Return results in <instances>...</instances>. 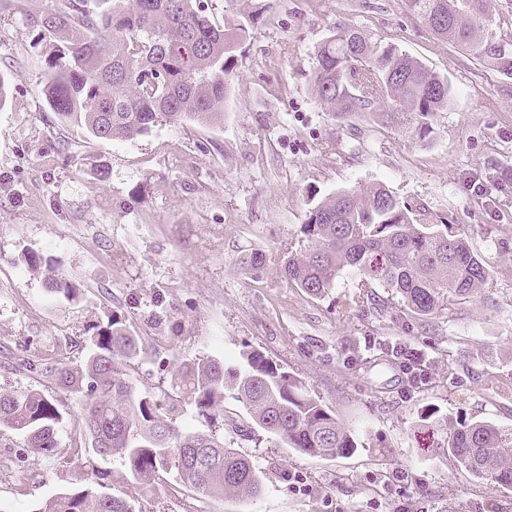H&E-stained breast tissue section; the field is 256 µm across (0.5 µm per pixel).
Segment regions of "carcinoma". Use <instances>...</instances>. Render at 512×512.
Listing matches in <instances>:
<instances>
[{
    "label": "carcinoma",
    "instance_id": "1",
    "mask_svg": "<svg viewBox=\"0 0 512 512\" xmlns=\"http://www.w3.org/2000/svg\"><path fill=\"white\" fill-rule=\"evenodd\" d=\"M60 0L32 16L48 46L42 80L45 101L61 123L90 135L119 140L143 135L156 123L213 124L224 118L235 52L260 11L240 14L232 27L216 24L197 0ZM489 0H406L424 21L446 24L432 32L478 61L512 76V39L489 38L484 28ZM316 94L341 121L375 115L427 145L434 118L453 103L448 79L392 44L372 46L356 30L326 37L316 50ZM497 188L512 187V168L489 172ZM298 247L281 259L288 282L312 297L334 287L345 270L360 288L379 284L397 297L403 312L425 320L474 297L490 271L453 224H431L382 185L340 190L311 200ZM31 268L47 292L70 297L79 285L50 259L31 255ZM87 355L78 366H44L62 387L80 396L92 452L124 462L126 481L152 488L174 470L180 481L205 496H259L264 475L251 460L224 444V395H234L250 429L259 428L283 447L311 457L338 458L358 448L356 434L304 383L261 352L247 350L242 363L227 366L199 356L181 368L180 381L162 395L136 391L127 367L143 354L140 338L114 312L89 327ZM193 406L205 428L180 425L179 403ZM63 414L55 400L29 389L0 390V428L22 437L24 446L49 455L57 448ZM440 448L474 478L512 486V429L483 420L448 416ZM107 473L94 471L57 494L42 512H129L120 494L102 490Z\"/></svg>",
    "mask_w": 512,
    "mask_h": 512
}]
</instances>
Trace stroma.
<instances>
[{
    "label": "stroma",
    "instance_id": "obj_1",
    "mask_svg": "<svg viewBox=\"0 0 512 512\" xmlns=\"http://www.w3.org/2000/svg\"><path fill=\"white\" fill-rule=\"evenodd\" d=\"M31 3L0 0V388L55 399L64 420L47 456L0 429V454L18 464L0 483V506L36 512L90 463L122 472L119 458H91L78 398L14 364H81L89 326L116 312L144 349L130 370L137 390L169 389L177 366L199 355L235 365L255 349L361 443L322 459L228 428L227 446L265 474L257 498L203 497L170 475L146 491L126 486L132 512H512V487L474 479L420 420L433 410L512 428V189L472 188L512 167V78L438 39L405 0H273L235 54L223 120L98 140L46 105L47 49ZM346 28L447 77L455 100L432 143L369 116L337 123L320 104L314 51ZM335 139L338 153L326 152ZM374 183L430 223L461 228L490 288L421 324L396 304L381 316L354 306L348 271L319 298L290 286L278 258L298 240L310 196ZM30 251L53 258L79 296L49 294ZM255 254L265 264L246 267ZM407 356L423 363L420 376L405 374ZM404 470L411 481L395 482Z\"/></svg>",
    "mask_w": 512,
    "mask_h": 512
}]
</instances>
